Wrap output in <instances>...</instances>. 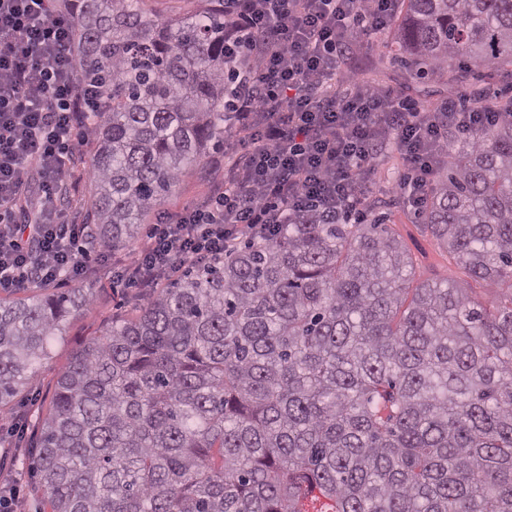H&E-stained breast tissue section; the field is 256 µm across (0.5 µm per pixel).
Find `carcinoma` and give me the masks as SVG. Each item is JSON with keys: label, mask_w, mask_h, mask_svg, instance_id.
I'll return each instance as SVG.
<instances>
[{"label": "carcinoma", "mask_w": 512, "mask_h": 512, "mask_svg": "<svg viewBox=\"0 0 512 512\" xmlns=\"http://www.w3.org/2000/svg\"><path fill=\"white\" fill-rule=\"evenodd\" d=\"M81 66H114L91 135L84 247L125 246L224 145V0L162 23L141 0H70ZM419 78L512 64V0H397ZM422 223L512 289V120L465 140ZM386 227L302 218L191 264L73 356L36 445L51 512H512V293L410 287ZM77 288L0 301V408L38 373Z\"/></svg>", "instance_id": "carcinoma-1"}]
</instances>
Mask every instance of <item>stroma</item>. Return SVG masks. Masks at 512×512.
<instances>
[{"label":"stroma","mask_w":512,"mask_h":512,"mask_svg":"<svg viewBox=\"0 0 512 512\" xmlns=\"http://www.w3.org/2000/svg\"><path fill=\"white\" fill-rule=\"evenodd\" d=\"M341 73H355L362 81L378 86L384 91L437 105L447 100H460L472 91L482 90L488 94L512 95V72H472L468 79L457 86H447L437 79H420L409 73L405 66L394 59L387 43L364 49L359 55L343 59ZM94 145H87L74 154L66 180L68 192L61 206L70 223L82 221L80 204L91 190L89 169ZM224 153L209 150L202 164L189 168L182 175L165 202L152 210L145 218L136 243L147 239L153 224L160 216L175 215L185 209L199 205L208 188H219L224 183ZM408 172L407 161L394 149H387L372 165L370 180L373 195L370 201L376 214L385 216L391 234L405 248L413 262L414 284L448 282L465 286L472 299L488 302L498 295V288L471 278L448 250L436 239L431 229L421 224L406 201L400 183ZM79 288L90 299L88 307L81 309L66 321L62 336H59L35 379L17 397L12 409L13 416L22 418L26 433L12 431L10 419L0 421V451L11 448L15 455L6 469L0 470V481L15 486L23 504L24 512H40L42 492L33 477L32 459L28 455L30 441L36 435L41 417L47 413L48 402L55 389L58 372L66 367L76 350L99 336L101 330L112 320L134 316L141 304L137 289L125 286L112 278L111 261L97 264L94 273L80 280Z\"/></svg>","instance_id":"1"}]
</instances>
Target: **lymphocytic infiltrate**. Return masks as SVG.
<instances>
[{
	"instance_id": "lymphocytic-infiltrate-1",
	"label": "lymphocytic infiltrate",
	"mask_w": 512,
	"mask_h": 512,
	"mask_svg": "<svg viewBox=\"0 0 512 512\" xmlns=\"http://www.w3.org/2000/svg\"><path fill=\"white\" fill-rule=\"evenodd\" d=\"M395 0H224V55L233 79L224 143L236 152L223 188L154 225L118 281L142 299L187 263L218 258L245 237L270 238L288 219L314 213L347 224L371 218L369 164L393 145L409 173L408 202L421 211L445 156L462 138L505 118L488 100L428 107L348 77L342 57L381 41ZM68 12L57 0H0V292L51 284L91 270L84 227L59 207L68 163L89 138L110 72L85 74L70 46ZM32 198L23 225L10 219Z\"/></svg>"
}]
</instances>
